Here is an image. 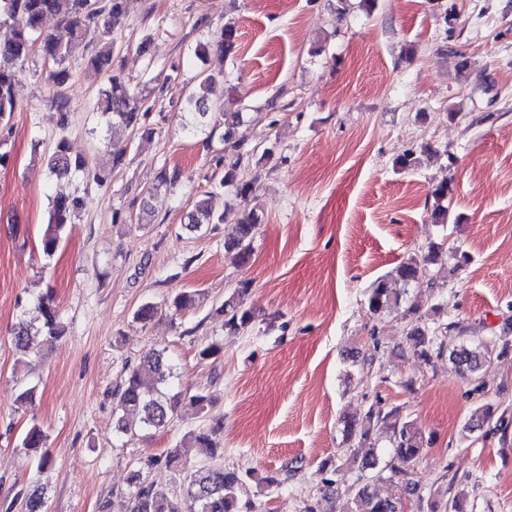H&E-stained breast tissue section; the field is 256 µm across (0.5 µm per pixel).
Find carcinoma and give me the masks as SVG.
Segmentation results:
<instances>
[{"label":"carcinoma","instance_id":"obj_1","mask_svg":"<svg viewBox=\"0 0 512 512\" xmlns=\"http://www.w3.org/2000/svg\"><path fill=\"white\" fill-rule=\"evenodd\" d=\"M17 14L25 16V26L9 28L7 37L0 40V125L9 124L17 110L14 86L23 75L25 61L35 54L40 55L50 65L47 80L54 87L61 88L70 77L63 64L71 46L77 40L91 35L97 42L98 50L88 60L87 66L107 78L97 109L102 116L112 119L113 123L140 133L141 138L152 137L153 130L143 122L146 99L137 94L128 81L112 73V59L117 47L114 32L121 25L125 14L124 0H0V28L6 26L8 20ZM55 15L64 16L62 27L54 33H42L43 21ZM238 40L236 21L228 19L212 41L195 47L193 56L201 61L210 52L216 51L230 57L237 51ZM220 80L227 85V99L238 100L237 86L224 78V74L203 71L198 87L186 97L181 112L191 118V126L194 128L207 125L209 114H222L224 143L234 148L235 129L243 122V113L230 112L224 105H213L206 96L211 85ZM435 153L437 150L430 145H424L418 151L411 149L397 158L395 167L402 172L413 171L420 164V155ZM242 160L243 155H237L224 168V175L218 183L203 192L202 197L195 202L188 215L191 226L201 228L222 223L223 215L213 205L214 198L222 193L232 195L245 204L254 199L256 180H243L237 174ZM47 167L53 176L62 179L85 171L86 162L81 158H72L65 142L60 141L48 156ZM181 177L180 169L164 167L152 190L172 188ZM450 194L451 188L446 182L429 189L428 197L433 199V215L438 224L448 223ZM81 208V198L76 195L60 193L55 196L42 236L45 255L50 257L56 252L62 228L70 223ZM262 223L263 214L253 208L246 217L224 231V248L235 251L243 266L251 262L252 240L257 227ZM441 252L442 245L435 244L428 252L415 254L403 261L392 272L391 278L377 279L367 295V313L375 316L398 307L408 294V288L420 279ZM247 292L248 283L244 282L230 289L224 301L214 308L217 314L224 316V329L231 333L244 332L255 321L254 312L245 302ZM201 301L200 291L183 289L171 296L168 305L180 312L197 306ZM441 311L438 304H431L424 309L418 303L406 311V315L411 317L407 339L415 354L423 360L429 362L446 355L459 372L473 378L493 351L505 354L512 350V337L507 334L477 344L458 340L457 323L440 320ZM63 333L64 326L58 307L53 296L47 294L23 312L13 329L12 339L16 350L25 352L33 337L57 338ZM171 377V365L163 353L156 351L147 355L139 363L127 367L126 377L115 393L117 407L126 414L139 415L145 431H159L168 427L175 418L179 404L178 396L167 393L168 379ZM507 413L508 409L486 401L476 409L475 416L465 425L464 430L471 434L493 422L496 430L505 433L512 425V419L507 417ZM222 428L223 423L216 419L208 428L186 432L184 438L191 440L204 456H214L222 452L218 439ZM379 428L391 433L393 457L404 466L416 462L429 444L422 431L403 417L399 407L377 402L370 405L362 417L343 420V442L351 445L353 455L359 459L363 470H375L378 467L379 455L375 444L371 442V434ZM43 445L42 430L32 426L23 439V446L35 453L40 476L48 473L52 465V455L43 450ZM317 475L323 487L331 488L336 483L335 461H322ZM251 482L266 490L277 489L282 484L277 471L258 473L254 470L209 469L202 466L185 475L183 488L197 504V512H240L241 495ZM130 486L129 498L122 512H180L163 483L156 478L143 476L141 470H132ZM17 499L24 501L26 512H46L42 486L20 490ZM427 508L428 512H474V505L462 494H450L444 501L433 498ZM347 512H401V501L365 483L355 488Z\"/></svg>","mask_w":512,"mask_h":512}]
</instances>
